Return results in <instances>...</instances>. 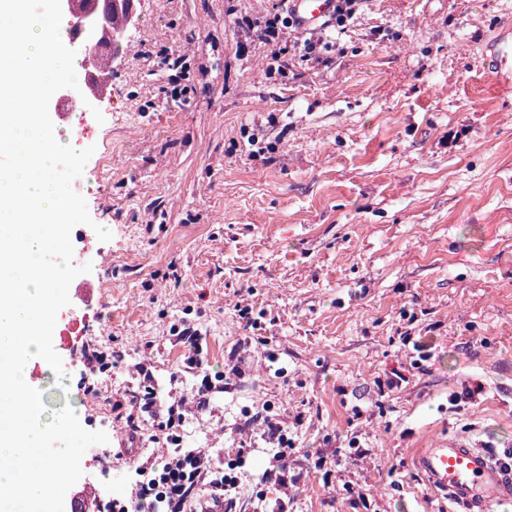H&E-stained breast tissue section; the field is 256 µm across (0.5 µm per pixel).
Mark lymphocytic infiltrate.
<instances>
[{"mask_svg": "<svg viewBox=\"0 0 512 512\" xmlns=\"http://www.w3.org/2000/svg\"><path fill=\"white\" fill-rule=\"evenodd\" d=\"M333 13V35L316 34L303 41L282 45L286 31H298L299 26L291 14L275 12L264 21V30L272 40L270 54L278 61L280 69L292 67L294 61L323 60L327 53L335 51L337 36L346 34L361 11L364 0H336ZM177 344L187 351V368L202 377L199 386L190 396H179L171 402L158 401L156 389L147 394L155 399L154 415L157 429L169 435L172 428L182 426L187 414L208 411L212 398L224 390L226 382L242 377L237 362L225 364L223 370L208 372L203 368L201 333L189 320H181L172 329ZM257 430L268 446L271 466L262 475V481L287 487L297 483V475L291 474L290 463L297 453L294 439L290 438L281 419L266 412H256L247 421ZM128 477L130 494L115 501V512H187V504L195 498L200 488H207L209 499H224L227 506H234L239 483L225 467L223 454H210L205 449H185L179 446L166 448L148 457L131 461Z\"/></svg>", "mask_w": 512, "mask_h": 512, "instance_id": "obj_1", "label": "lymphocytic infiltrate"}]
</instances>
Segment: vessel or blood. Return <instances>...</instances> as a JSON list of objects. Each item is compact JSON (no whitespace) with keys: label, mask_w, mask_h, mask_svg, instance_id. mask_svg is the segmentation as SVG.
<instances>
[{"label":"vessel or blood","mask_w":512,"mask_h":512,"mask_svg":"<svg viewBox=\"0 0 512 512\" xmlns=\"http://www.w3.org/2000/svg\"><path fill=\"white\" fill-rule=\"evenodd\" d=\"M334 0H291L301 26L315 25L329 15ZM484 56L496 78L512 79V37L502 33L488 40ZM414 466L428 488L447 499L453 512H493L512 502V466L485 448H475L456 437L442 439L414 452Z\"/></svg>","instance_id":"vessel-or-blood-1"}]
</instances>
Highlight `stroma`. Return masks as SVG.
<instances>
[{
	"instance_id": "obj_1",
	"label": "stroma",
	"mask_w": 512,
	"mask_h": 512,
	"mask_svg": "<svg viewBox=\"0 0 512 512\" xmlns=\"http://www.w3.org/2000/svg\"><path fill=\"white\" fill-rule=\"evenodd\" d=\"M133 2L111 87L72 136L95 149L82 195L112 254L74 256L94 300L57 316L111 362L98 394L81 349L53 341L81 425L141 391L136 363L193 385L171 335L187 318L210 369L234 357L245 374L189 419L186 447L229 448L265 405L297 425L300 483L259 489L270 458L254 453L240 512L262 493L290 512H448L414 450L512 448V87L479 57L512 0H369L332 68L289 76L237 25L278 0ZM352 440L374 458L328 476L307 456ZM118 446L82 482L126 493Z\"/></svg>"
}]
</instances>
